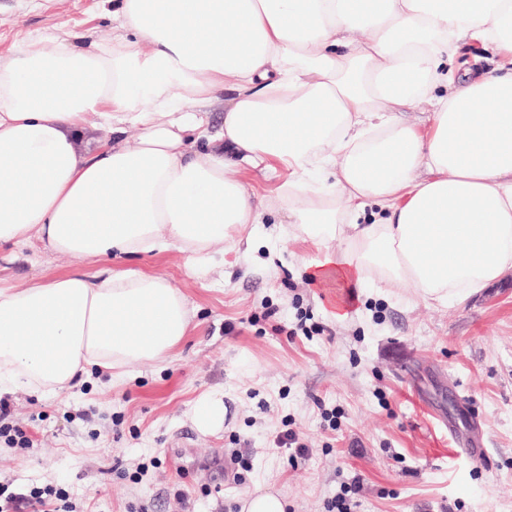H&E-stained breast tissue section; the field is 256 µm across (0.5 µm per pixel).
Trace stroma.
Segmentation results:
<instances>
[{
    "label": "stroma",
    "mask_w": 512,
    "mask_h": 512,
    "mask_svg": "<svg viewBox=\"0 0 512 512\" xmlns=\"http://www.w3.org/2000/svg\"><path fill=\"white\" fill-rule=\"evenodd\" d=\"M105 0H0V56L29 34H112ZM279 235L275 251L263 244ZM204 277L175 250L134 260L169 279L198 326L168 363L135 366L112 385L97 369L56 394L0 395L9 424L31 440L0 438V484L65 490L75 512H239L270 483L286 512H328L352 481L351 512H512V274L445 306L411 289L361 288L302 276L314 245L290 238L275 214L249 245L215 247ZM71 258L34 243L0 249V285L69 271ZM350 316L337 321L336 304ZM307 324H300V315ZM223 394L220 429L201 432L196 403ZM477 411L487 454L463 452ZM306 445L296 456L283 439Z\"/></svg>",
    "instance_id": "1"
}]
</instances>
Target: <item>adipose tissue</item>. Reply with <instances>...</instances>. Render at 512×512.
I'll return each mask as SVG.
<instances>
[{"label":"adipose tissue","mask_w":512,"mask_h":512,"mask_svg":"<svg viewBox=\"0 0 512 512\" xmlns=\"http://www.w3.org/2000/svg\"><path fill=\"white\" fill-rule=\"evenodd\" d=\"M112 17L90 46L60 32L0 56V248L75 262L0 286V393L167 363L193 309L113 261L176 249L208 275L266 209L321 248L312 280L445 305L512 270V68H448L468 43L512 59V0H112ZM219 101L213 133L200 112ZM242 163L288 177L262 204Z\"/></svg>","instance_id":"obj_1"}]
</instances>
